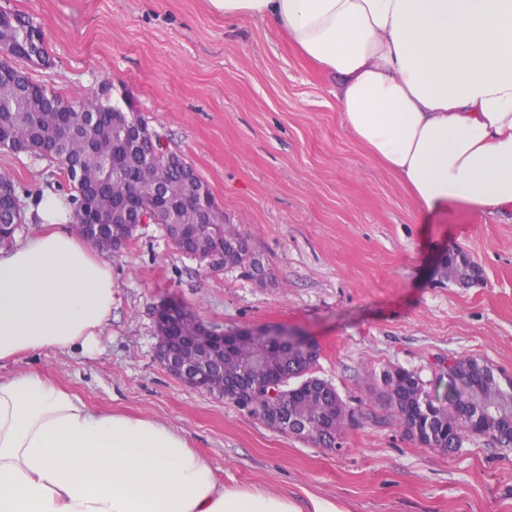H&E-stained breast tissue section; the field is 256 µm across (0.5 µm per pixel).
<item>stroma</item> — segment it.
I'll return each mask as SVG.
<instances>
[{
  "mask_svg": "<svg viewBox=\"0 0 512 512\" xmlns=\"http://www.w3.org/2000/svg\"><path fill=\"white\" fill-rule=\"evenodd\" d=\"M39 24L50 66L15 65L63 97L126 89L190 164L270 273L213 271L156 224L112 254V317L92 352L0 367L34 371L91 405L167 420L227 484L261 485L343 512H512V447L486 436L447 452L410 437L379 399L404 369L427 391L452 357L512 376V209L449 203L417 213L403 187L340 127L333 86L268 23L225 20L207 0H0ZM28 193L69 195L46 158L0 151ZM460 250L480 277L438 271ZM172 299L224 331L280 328L319 347L314 376L350 411L335 447L273 429L188 387L154 357L152 308Z\"/></svg>",
  "mask_w": 512,
  "mask_h": 512,
  "instance_id": "obj_1",
  "label": "stroma"
}]
</instances>
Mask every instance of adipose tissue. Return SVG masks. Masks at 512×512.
I'll return each instance as SVG.
<instances>
[{
	"label": "adipose tissue",
	"instance_id": "obj_1",
	"mask_svg": "<svg viewBox=\"0 0 512 512\" xmlns=\"http://www.w3.org/2000/svg\"><path fill=\"white\" fill-rule=\"evenodd\" d=\"M271 23L335 84L341 127L421 211L512 207V0H207ZM42 232L0 249V363L90 348L112 316L109 248L33 197ZM0 512H341L227 486L172 424L0 374Z\"/></svg>",
	"mask_w": 512,
	"mask_h": 512
}]
</instances>
